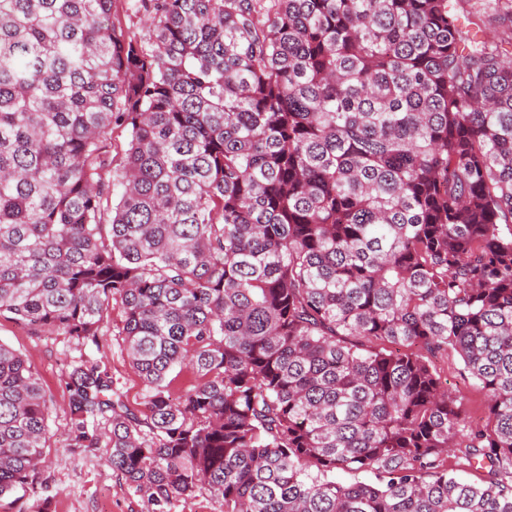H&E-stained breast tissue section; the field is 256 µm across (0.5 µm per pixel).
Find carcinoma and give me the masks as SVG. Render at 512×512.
Instances as JSON below:
<instances>
[{
	"label": "carcinoma",
	"instance_id": "cac0c4a2",
	"mask_svg": "<svg viewBox=\"0 0 512 512\" xmlns=\"http://www.w3.org/2000/svg\"><path fill=\"white\" fill-rule=\"evenodd\" d=\"M115 3L0 0V313L98 349L120 302L147 389L73 362L71 446L151 512H512V36L460 0H138L145 42ZM48 432L0 343V499ZM482 5L483 0H465L461 4V9L471 20L481 26H485L490 34L508 33L510 29H512V23H510L507 17L505 20H503V17L496 20H491L490 18L489 20V18L483 14ZM442 374L447 378L448 388L452 391L465 414L478 419L484 415L487 406L485 392L476 385L475 381L464 372L460 357L448 350L436 360ZM167 512H224V504L208 491H202L187 501L174 500L168 506Z\"/></svg>",
	"mask_w": 512,
	"mask_h": 512
}]
</instances>
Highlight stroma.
Instances as JSON below:
<instances>
[{
	"label": "stroma",
	"instance_id": "1",
	"mask_svg": "<svg viewBox=\"0 0 512 512\" xmlns=\"http://www.w3.org/2000/svg\"><path fill=\"white\" fill-rule=\"evenodd\" d=\"M123 313L119 303L111 305L108 336L92 356L106 366L124 402L133 410L143 408L145 386L132 367L123 336ZM24 354L39 373L49 402V435L36 481L18 500H0V512H146L143 493L130 488L107 462L105 448L87 452L69 445V409L64 393L67 365L77 351L66 337L38 333L14 319L0 314V343ZM448 387L463 412L472 418L484 415L485 392L463 369L455 352L437 360Z\"/></svg>",
	"mask_w": 512,
	"mask_h": 512
}]
</instances>
